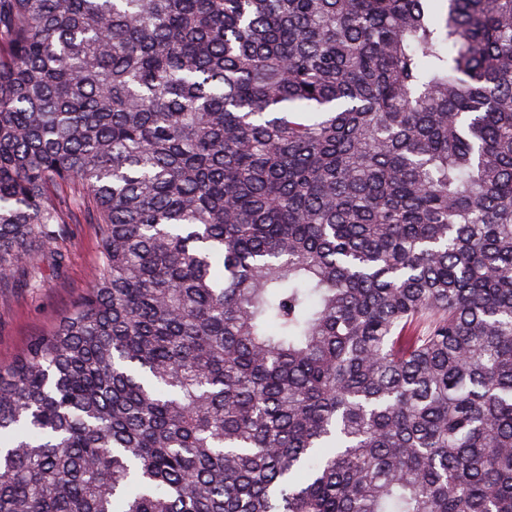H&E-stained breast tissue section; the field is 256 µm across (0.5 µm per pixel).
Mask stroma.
<instances>
[{
  "label": "stroma",
  "instance_id": "1",
  "mask_svg": "<svg viewBox=\"0 0 512 512\" xmlns=\"http://www.w3.org/2000/svg\"><path fill=\"white\" fill-rule=\"evenodd\" d=\"M55 250L60 261L36 255L34 270L17 272L0 288V367L11 364L31 339L53 330L91 283L100 257L92 225H67Z\"/></svg>",
  "mask_w": 512,
  "mask_h": 512
}]
</instances>
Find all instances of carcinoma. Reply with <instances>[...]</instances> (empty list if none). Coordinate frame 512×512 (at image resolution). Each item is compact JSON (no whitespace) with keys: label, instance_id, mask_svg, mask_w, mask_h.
I'll return each instance as SVG.
<instances>
[{"label":"carcinoma","instance_id":"obj_1","mask_svg":"<svg viewBox=\"0 0 512 512\" xmlns=\"http://www.w3.org/2000/svg\"><path fill=\"white\" fill-rule=\"evenodd\" d=\"M0 512H512V0H0ZM36 274L19 271L0 288V367L11 364L31 339L53 330L90 286L99 262L100 244L92 224H68L54 251L34 247ZM38 267V268H37Z\"/></svg>","mask_w":512,"mask_h":512}]
</instances>
